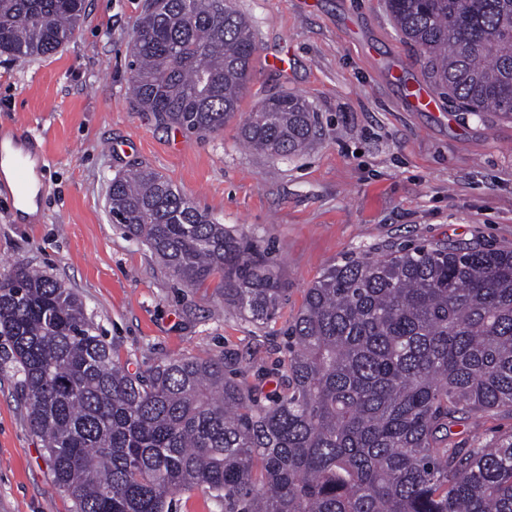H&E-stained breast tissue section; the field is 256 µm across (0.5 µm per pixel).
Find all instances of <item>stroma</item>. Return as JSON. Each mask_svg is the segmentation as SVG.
<instances>
[{
  "instance_id": "1",
  "label": "stroma",
  "mask_w": 512,
  "mask_h": 512,
  "mask_svg": "<svg viewBox=\"0 0 512 512\" xmlns=\"http://www.w3.org/2000/svg\"><path fill=\"white\" fill-rule=\"evenodd\" d=\"M256 52L236 116L205 138L141 111L131 45L147 0H85L74 36L54 53L0 54V129L38 135L43 217L16 223L0 191V272L28 262L72 288L130 371L220 358L259 397L285 379L288 331L327 268L406 245L512 250V120L415 110L430 86L418 51L384 0H229ZM276 93L303 97L319 134L306 153L247 148L239 127ZM148 167L225 227L257 240L286 297L274 320L225 304L220 279L176 281L149 247L113 222L109 188ZM0 512H74L32 434L18 377L0 359Z\"/></svg>"
}]
</instances>
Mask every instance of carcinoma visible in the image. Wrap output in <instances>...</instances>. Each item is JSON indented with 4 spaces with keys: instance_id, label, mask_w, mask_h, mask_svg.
Wrapping results in <instances>:
<instances>
[{
    "instance_id": "carcinoma-1",
    "label": "carcinoma",
    "mask_w": 512,
    "mask_h": 512,
    "mask_svg": "<svg viewBox=\"0 0 512 512\" xmlns=\"http://www.w3.org/2000/svg\"><path fill=\"white\" fill-rule=\"evenodd\" d=\"M386 6L449 102L512 119V0ZM84 14L85 0H0V52L48 55ZM137 33L141 111L198 136L235 116L255 42L226 0H150ZM316 124L278 93L240 137L287 156ZM110 208L179 282L218 274L225 303L274 315L284 288L265 251L154 170L113 179ZM1 336L76 512H172L195 487L224 512H512V431L450 443L462 421L512 414V250L420 245L330 267L291 328L287 388L264 401L222 359L130 372L73 289L24 263L0 274Z\"/></svg>"
}]
</instances>
